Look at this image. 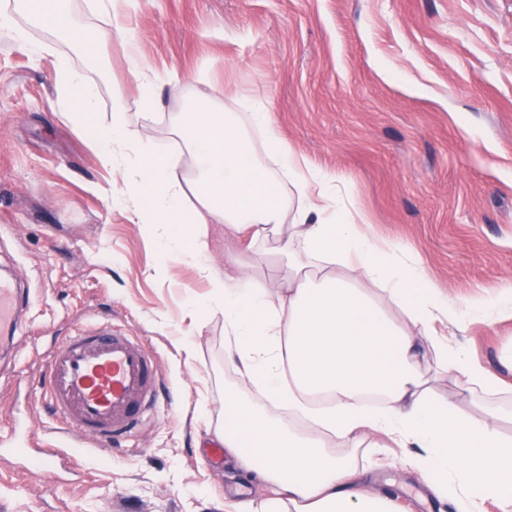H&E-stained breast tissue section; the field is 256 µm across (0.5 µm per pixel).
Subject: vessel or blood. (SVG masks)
Listing matches in <instances>:
<instances>
[{
	"label": "vessel or blood",
	"instance_id": "1",
	"mask_svg": "<svg viewBox=\"0 0 512 512\" xmlns=\"http://www.w3.org/2000/svg\"><path fill=\"white\" fill-rule=\"evenodd\" d=\"M28 290L0 277V331L11 332ZM157 381L153 356L133 337L99 322L78 330L50 356L43 395L66 439L108 450L150 412Z\"/></svg>",
	"mask_w": 512,
	"mask_h": 512
}]
</instances>
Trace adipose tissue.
Wrapping results in <instances>:
<instances>
[{"label": "adipose tissue", "instance_id": "adipose-tissue-1", "mask_svg": "<svg viewBox=\"0 0 512 512\" xmlns=\"http://www.w3.org/2000/svg\"><path fill=\"white\" fill-rule=\"evenodd\" d=\"M20 13L89 57L111 37L132 38L118 24L84 29L64 9L42 12L34 0H15L14 10H0V37L33 57L43 48L17 21ZM55 80L60 111L123 176L116 204L147 225L164 254L199 260L209 281L202 307L223 314L224 347L241 379L224 390L217 435L241 468L270 486L257 512H395L353 455L379 436L411 449L422 479L457 512H480L487 491L512 505V436L489 401L501 379L436 336L437 325L461 327L471 314L512 315V281L458 306L414 255L366 231L345 180L287 144L263 100L221 113L218 86L196 95L173 125L196 164L183 181L170 155L122 112L111 125L95 121L97 89L68 60H59ZM255 130L261 143L252 141ZM215 224L254 246L286 236V287L257 279L236 259L220 268L208 262ZM440 375L473 394L472 411L433 397ZM249 386L259 400L248 398Z\"/></svg>", "mask_w": 512, "mask_h": 512}]
</instances>
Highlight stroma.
I'll use <instances>...</instances> for the list:
<instances>
[{"instance_id": "1", "label": "stroma", "mask_w": 512, "mask_h": 512, "mask_svg": "<svg viewBox=\"0 0 512 512\" xmlns=\"http://www.w3.org/2000/svg\"><path fill=\"white\" fill-rule=\"evenodd\" d=\"M121 20L155 70L196 77L178 96L159 87L149 113L119 42L91 60L35 26L40 57L0 39V269L30 292L14 352L0 356V512H237L268 495L231 457H209L224 388L238 380L223 314L194 307L209 284L192 257H164L112 205L121 175L56 107L60 58L98 86V121L121 110L178 157L179 178L193 161L174 120L213 82L223 111L265 100L279 135L343 176L369 231L415 254L449 299L466 304L512 279V0H123ZM211 253L264 281L286 274L272 247L248 249L220 224ZM90 315L153 352L154 411L111 452L72 449L53 479L25 472L12 449L36 447L56 423L40 376ZM439 333L512 385V317ZM403 458L376 448L364 460L397 512H456Z\"/></svg>"}]
</instances>
